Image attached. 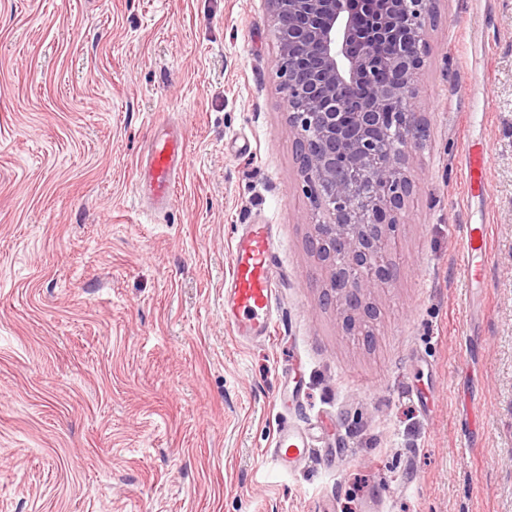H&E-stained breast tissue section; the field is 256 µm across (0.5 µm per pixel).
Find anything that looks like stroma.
<instances>
[{
    "mask_svg": "<svg viewBox=\"0 0 512 512\" xmlns=\"http://www.w3.org/2000/svg\"><path fill=\"white\" fill-rule=\"evenodd\" d=\"M427 40L363 342L323 300L266 0H0V512H512V0H435ZM163 123L187 152L153 213ZM256 222L278 314L246 343L224 281ZM285 420L319 449L282 472ZM184 154L182 136L155 131L147 145L141 169V187L150 204L163 208L175 202L177 174L184 163ZM465 152L469 170L468 185L470 192H474L482 185L484 157L480 149L475 145L469 146ZM487 225L469 224L465 235V271L471 285L477 287L487 276Z\"/></svg>",
    "mask_w": 512,
    "mask_h": 512,
    "instance_id": "1",
    "label": "stroma"
}]
</instances>
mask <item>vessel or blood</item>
I'll return each instance as SVG.
<instances>
[{"mask_svg":"<svg viewBox=\"0 0 512 512\" xmlns=\"http://www.w3.org/2000/svg\"><path fill=\"white\" fill-rule=\"evenodd\" d=\"M183 137L155 132L147 148L141 169V187L150 204L163 208L175 201L177 174L184 163ZM470 190L482 185L484 157L476 146L466 150ZM487 227L467 226L465 235V271L471 285L487 276ZM278 288L277 257L273 248L272 227L268 224L244 225L237 237L231 270L224 282V317L243 340L268 339L275 328V296ZM276 463L292 468L311 449L307 431L290 424H279L275 435Z\"/></svg>","mask_w":512,"mask_h":512,"instance_id":"obj_1","label":"vessel or blood"}]
</instances>
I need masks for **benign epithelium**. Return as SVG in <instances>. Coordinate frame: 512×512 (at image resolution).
<instances>
[{
    "mask_svg": "<svg viewBox=\"0 0 512 512\" xmlns=\"http://www.w3.org/2000/svg\"><path fill=\"white\" fill-rule=\"evenodd\" d=\"M266 2L309 246L327 272L324 301L356 336L377 318L375 290L392 286V232L419 184L408 165L423 142L413 104L434 0Z\"/></svg>",
    "mask_w": 512,
    "mask_h": 512,
    "instance_id": "1",
    "label": "benign epithelium"
}]
</instances>
